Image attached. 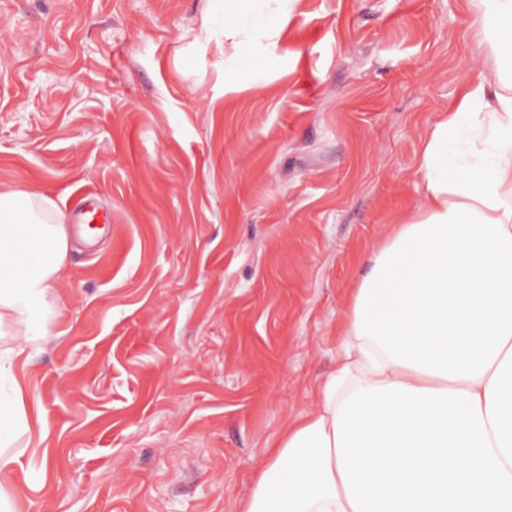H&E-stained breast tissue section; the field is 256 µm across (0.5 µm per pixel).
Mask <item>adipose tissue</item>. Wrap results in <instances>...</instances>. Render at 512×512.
<instances>
[{
	"mask_svg": "<svg viewBox=\"0 0 512 512\" xmlns=\"http://www.w3.org/2000/svg\"><path fill=\"white\" fill-rule=\"evenodd\" d=\"M494 59L430 124L423 203L372 250L336 369L273 443L241 512H512V0H474ZM66 215L0 192V512H15L29 350L66 266Z\"/></svg>",
	"mask_w": 512,
	"mask_h": 512,
	"instance_id": "adipose-tissue-1",
	"label": "adipose tissue"
}]
</instances>
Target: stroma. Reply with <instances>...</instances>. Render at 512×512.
<instances>
[{"label":"stroma","mask_w":512,"mask_h":512,"mask_svg":"<svg viewBox=\"0 0 512 512\" xmlns=\"http://www.w3.org/2000/svg\"><path fill=\"white\" fill-rule=\"evenodd\" d=\"M468 2L301 0L229 77L224 0H0V192L112 212L33 345L19 512H240L485 69Z\"/></svg>","instance_id":"35a3bbf8"}]
</instances>
